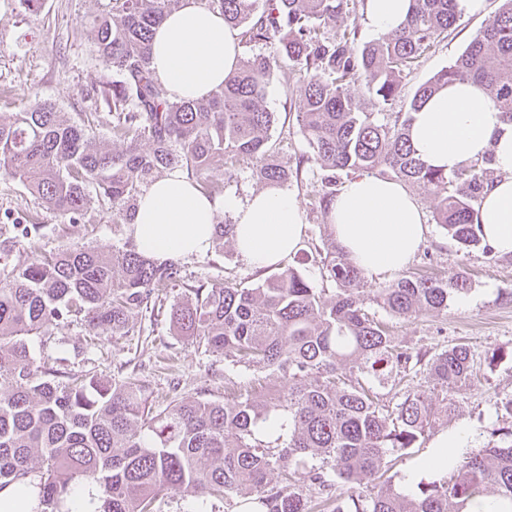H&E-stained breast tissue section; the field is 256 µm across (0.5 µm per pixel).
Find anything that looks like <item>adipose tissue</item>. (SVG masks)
Listing matches in <instances>:
<instances>
[{"mask_svg": "<svg viewBox=\"0 0 512 512\" xmlns=\"http://www.w3.org/2000/svg\"><path fill=\"white\" fill-rule=\"evenodd\" d=\"M239 53V32L220 11L203 0H181L154 31L151 68L170 99H198L233 72ZM410 140L425 164L448 174L491 157L498 177L482 194L477 222L487 242L512 255V123L475 85L457 82L414 113ZM224 213L234 223L237 253L252 267L279 266L302 246L303 212L287 189L211 199L176 168L140 195L128 233L140 251L160 259L201 256ZM329 224L337 245L372 279L406 269L428 231L424 212L402 182L368 174L342 186Z\"/></svg>", "mask_w": 512, "mask_h": 512, "instance_id": "obj_1", "label": "adipose tissue"}]
</instances>
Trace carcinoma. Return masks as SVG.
Instances as JSON below:
<instances>
[{
  "mask_svg": "<svg viewBox=\"0 0 512 512\" xmlns=\"http://www.w3.org/2000/svg\"><path fill=\"white\" fill-rule=\"evenodd\" d=\"M179 2L112 0V13L95 23L97 52L120 76L102 96L112 104V137L126 143L124 150L100 147L85 122L39 101L0 119V173L72 222L89 205L92 187L110 205L114 224L132 223L143 189L165 170L185 171L214 198L223 186L208 172L222 166L230 181L236 163L247 159L259 182L282 186L288 167L269 145L276 115L264 101L286 64L305 84L293 108L307 160L323 172L324 212L336 197V172H375L424 187L437 200L435 223L458 244L482 242L475 218L496 178L491 159L448 175L415 157L408 131L412 113L455 81L474 82L512 123V0H501L463 53L421 84L404 116L392 121L366 111L349 87L360 82L380 107H392L403 79L461 17L458 0H412L403 22L368 42L357 23H346L356 0H209L239 30L241 43L265 50L239 59L207 97L172 101L153 75L151 41ZM14 229L0 242V492L27 489L16 512H72L65 504L85 483L99 488L95 512H159L169 492L188 499L190 512H209V503L230 495L241 497L240 512H309L301 487L321 495L333 488L324 471L309 465L316 458L353 489L332 512H469L474 503L485 512H512V440L461 454L411 493L389 482L367 487L387 458L406 455L438 415L456 410L448 389L471 381L474 359L462 343L430 359L393 345L365 309L362 271L333 237L323 241L321 258L337 285L329 303L288 267L254 288L201 282L171 310L182 335L280 374L283 387L240 389L230 403L176 396L155 412L132 380L83 378L60 387L51 379L55 370L34 364L24 337L73 317L121 332L148 309L156 288L180 282L178 261L148 256L131 239L110 254L84 245L47 254L36 247L39 225ZM231 238L226 216L213 244ZM20 243L31 258L11 265ZM469 288L464 273L446 280L404 275L376 289L372 302L404 319L441 315ZM340 365L349 367V377L337 376ZM418 372L440 388L441 404L408 390L390 407L361 381L383 387ZM270 420L288 427L272 443L259 431Z\"/></svg>",
  "mask_w": 512,
  "mask_h": 512,
  "instance_id": "1",
  "label": "carcinoma"
}]
</instances>
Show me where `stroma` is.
<instances>
[{
    "instance_id": "1",
    "label": "stroma",
    "mask_w": 512,
    "mask_h": 512,
    "mask_svg": "<svg viewBox=\"0 0 512 512\" xmlns=\"http://www.w3.org/2000/svg\"><path fill=\"white\" fill-rule=\"evenodd\" d=\"M500 5V0H484L479 11L461 15L447 39L424 55L408 75L395 111L406 112L415 89L460 55ZM111 8V0H42L32 7L22 0H0V116L10 117L28 109L35 100L48 99L65 117H88L101 147L119 149V142L112 139V107L101 94L103 86L117 75L97 53L92 32L94 18ZM303 89L298 78L278 72L267 89L265 104L278 116L270 131L271 143L283 162L302 169L287 188L304 212V241L301 251L288 257L286 264L300 270L328 302L336 293L335 283L324 277L320 264L305 257L326 237L328 218L318 205L320 173L300 162L308 146L289 100ZM407 190L430 219L427 240L408 273L447 279L464 271L470 276L471 288L450 302L447 315L404 319L372 303L379 282L368 278L363 288L369 299L367 309L387 324L393 344L429 356L457 343L467 344L474 355L477 377L468 386L453 388L459 402L455 414L436 418L424 440L390 469L393 484L400 487L439 433L465 428L472 438L471 448L478 449L498 441V429L512 426V417L501 407L512 398V256L490 255L479 246L461 249L433 223L434 197L415 184ZM16 220L40 225L37 245L44 252L78 244L108 253L128 237L126 225L113 223L106 205L91 202L73 224L47 210L17 181L0 176V240L11 236ZM179 264L182 283L159 289L154 310L136 313L128 332L97 336L83 322H61L46 334L27 337L35 363L56 368V381L63 385L73 375L138 381L156 411L177 394L221 401L236 387L264 391L280 387L279 375L206 352L170 320L171 309L182 301L186 287L226 279L252 288L261 282L262 272L249 267L230 243L204 256L180 259Z\"/></svg>"
}]
</instances>
